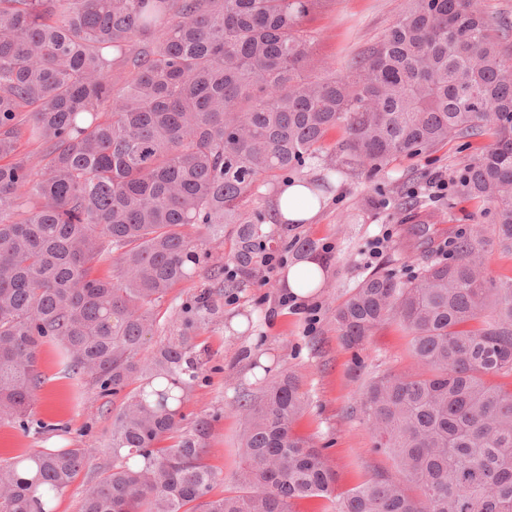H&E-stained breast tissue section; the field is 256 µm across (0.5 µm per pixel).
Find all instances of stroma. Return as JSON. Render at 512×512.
<instances>
[{
	"instance_id": "35a3bbf8",
	"label": "stroma",
	"mask_w": 512,
	"mask_h": 512,
	"mask_svg": "<svg viewBox=\"0 0 512 512\" xmlns=\"http://www.w3.org/2000/svg\"><path fill=\"white\" fill-rule=\"evenodd\" d=\"M403 0H335L305 23L313 37L316 62L344 67L362 49L382 38L399 18ZM489 140L473 137L451 141L434 152L417 157L400 156L373 178L340 169L323 195V206L309 224L266 221L259 241L277 250L285 265L322 254L326 276L310 300L285 305L283 268L267 272L254 265L238 288L225 289L221 313L194 329L203 354L199 382L182 412L186 422L206 418L213 426L208 462L217 472L214 496L233 487V475L242 455L240 435L244 420L239 404L261 396L267 381L283 372L299 378L307 398L295 419L296 434L323 448L334 466L339 491H346L372 470L392 471L390 459L375 452L373 433L365 420L351 415L365 379L384 372H407L415 367L407 336L398 322L380 326L365 345L343 348L332 322L333 312L367 276L390 272L405 279L436 257L435 252H408L403 236L409 212L407 195L422 190L434 174L453 176L462 162L481 156ZM438 221L428 236L442 241L449 229L462 232L475 227L490 229L489 202L449 188L447 197L430 199ZM389 233L387 248L377 260L368 251L375 236ZM208 282L203 277L180 283L158 306V338L169 334L170 323ZM41 369L46 377L31 403L28 426L0 421V460L42 448H85L93 465L106 461L112 415L119 398L99 396L87 380L69 375L57 348L44 344Z\"/></svg>"
}]
</instances>
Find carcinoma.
Segmentation results:
<instances>
[{"mask_svg": "<svg viewBox=\"0 0 512 512\" xmlns=\"http://www.w3.org/2000/svg\"><path fill=\"white\" fill-rule=\"evenodd\" d=\"M328 2L0 0V420L25 421L45 343L122 396L80 512H293L307 498L327 512H512V392L487 381L512 374V279L485 263L492 243L512 251L509 27L474 0H408L379 41L318 70L303 23ZM483 135L458 182L494 204L492 237L450 228V260L407 282L372 274L333 314L350 349L390 320L408 337L415 370L370 377L352 408L395 475L336 492L322 450L293 433L306 399L284 374L240 404L235 489L212 496V426L183 424L182 409L203 367L190 331L219 306L202 290L152 348L156 306L202 272L239 286L224 269H252L265 215L248 203L276 174L320 167L326 186L340 168ZM435 218L414 195L419 232ZM229 224L227 265L204 266ZM90 466L85 448L0 460V512H54Z\"/></svg>", "mask_w": 512, "mask_h": 512, "instance_id": "carcinoma-1", "label": "carcinoma"}]
</instances>
